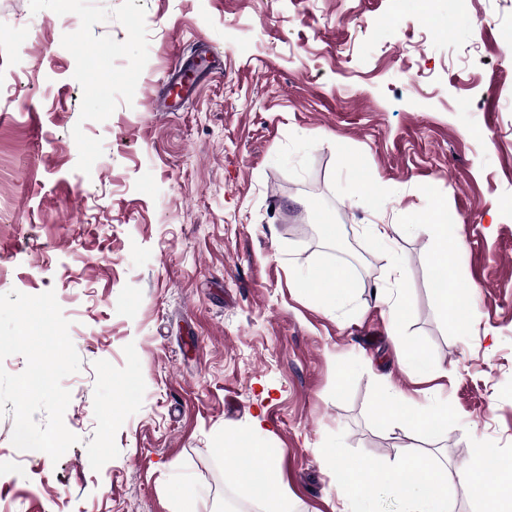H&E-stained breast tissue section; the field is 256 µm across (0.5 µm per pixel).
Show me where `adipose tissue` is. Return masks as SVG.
<instances>
[{"label":"adipose tissue","mask_w":512,"mask_h":512,"mask_svg":"<svg viewBox=\"0 0 512 512\" xmlns=\"http://www.w3.org/2000/svg\"><path fill=\"white\" fill-rule=\"evenodd\" d=\"M228 459L225 477L245 493L267 498L277 485L278 467L270 449L239 447L237 439L224 442ZM340 512H372L374 486L383 485L402 496V512H452L448 503L447 466L435 456L413 452L397 465L377 468L366 462L332 464Z\"/></svg>","instance_id":"obj_1"}]
</instances>
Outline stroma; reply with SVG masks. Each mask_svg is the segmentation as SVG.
Masks as SVG:
<instances>
[{
    "label": "stroma",
    "mask_w": 512,
    "mask_h": 512,
    "mask_svg": "<svg viewBox=\"0 0 512 512\" xmlns=\"http://www.w3.org/2000/svg\"><path fill=\"white\" fill-rule=\"evenodd\" d=\"M425 7L0 0V293L54 290L81 359L59 460L0 416V512H226L231 437L277 459L258 512H336L331 456L512 458V0L451 2L439 35ZM205 46L223 68L173 102ZM339 267L347 291L302 288ZM391 391L447 406L440 437L381 422ZM435 213L437 215V224L434 225L435 235L442 241V246L435 251L429 258V264L435 271L439 269H448V265L451 263L454 257V247L448 246V225L443 224L442 217L443 213L447 210L440 200H437L435 205ZM438 307L439 315L446 323L448 320L458 325H463L464 320L458 309L457 298L455 295H448V289L438 288Z\"/></svg>",
    "instance_id": "stroma-1"
}]
</instances>
